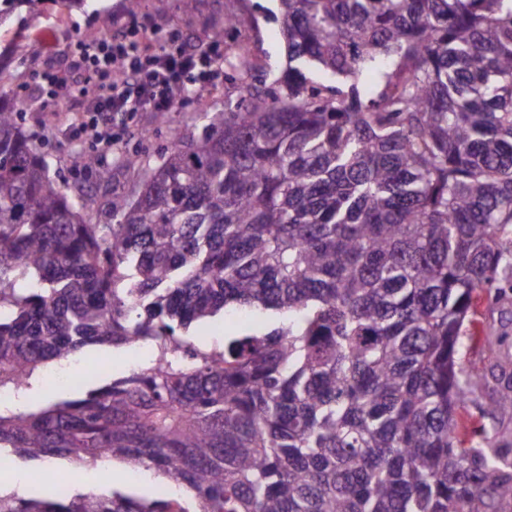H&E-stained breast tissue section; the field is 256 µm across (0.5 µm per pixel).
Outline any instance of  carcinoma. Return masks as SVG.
Returning a JSON list of instances; mask_svg holds the SVG:
<instances>
[{
	"label": "carcinoma",
	"mask_w": 512,
	"mask_h": 512,
	"mask_svg": "<svg viewBox=\"0 0 512 512\" xmlns=\"http://www.w3.org/2000/svg\"><path fill=\"white\" fill-rule=\"evenodd\" d=\"M40 0H0V28ZM288 71L176 134L138 194L50 177L0 111V386L89 344L145 365L37 411L0 454L155 468L153 500L61 486L0 512H498L512 448L466 442L458 360L512 292V0H280ZM224 79L260 65L245 48ZM368 84L366 92L359 86ZM106 217L101 224L92 213ZM237 312L273 328L201 351ZM490 413L512 418V386Z\"/></svg>",
	"instance_id": "1"
}]
</instances>
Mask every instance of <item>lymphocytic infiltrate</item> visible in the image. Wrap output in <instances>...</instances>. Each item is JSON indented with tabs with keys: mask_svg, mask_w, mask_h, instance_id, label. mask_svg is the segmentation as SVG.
Returning a JSON list of instances; mask_svg holds the SVG:
<instances>
[{
	"mask_svg": "<svg viewBox=\"0 0 512 512\" xmlns=\"http://www.w3.org/2000/svg\"><path fill=\"white\" fill-rule=\"evenodd\" d=\"M73 67L93 91L83 97L72 135L104 149L122 138L114 130L117 118L172 111L224 80V61L215 46L158 41L143 31L132 40L124 34L102 38Z\"/></svg>",
	"mask_w": 512,
	"mask_h": 512,
	"instance_id": "1",
	"label": "lymphocytic infiltrate"
}]
</instances>
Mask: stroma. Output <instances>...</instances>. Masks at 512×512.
I'll return each mask as SVG.
<instances>
[{"label":"stroma","mask_w":512,"mask_h":512,"mask_svg":"<svg viewBox=\"0 0 512 512\" xmlns=\"http://www.w3.org/2000/svg\"><path fill=\"white\" fill-rule=\"evenodd\" d=\"M128 0H87L83 8H67L63 0H46L28 13L22 28L13 30L9 57L0 59V87L7 92L0 106L21 111L22 123L33 137L39 152L46 158L50 175L66 185L69 193L91 194L107 199L109 193L135 197L139 189L133 172L119 169L110 188L99 185L94 173L85 172L84 158L88 144L71 137L69 123L76 115L64 113L55 121L57 99L52 86L42 83L40 74L48 67L59 76L71 74L81 44L106 34L154 29L158 35L174 36L192 44L219 41V51L228 55L240 42H248L252 54L263 68L251 77L260 85L265 76H278L285 69V51L279 24L273 18L276 0H141L137 11H129ZM240 18L237 28L225 27L229 13ZM224 109V96L217 93L208 99L192 98L170 112H140L129 121L130 135L117 148L124 155L141 162H154L171 143L174 134L199 131L201 116ZM116 152V153H117ZM460 361L464 368H476L486 375V383L472 396L464 422L470 439L488 436L498 443L512 446V419L484 415L486 405L500 389L501 369L512 370V292L496 302L479 301L477 313L461 339ZM79 364L95 367L94 379L59 394L42 388L33 406L67 397L85 398L87 392L105 387L129 372L125 350L108 345H88L73 356Z\"/></svg>","instance_id":"obj_1"}]
</instances>
